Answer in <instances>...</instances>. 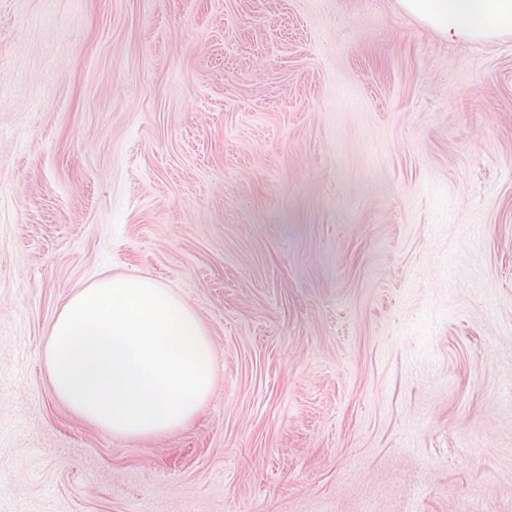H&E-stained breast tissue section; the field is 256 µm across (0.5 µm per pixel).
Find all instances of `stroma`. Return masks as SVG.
<instances>
[{
	"instance_id": "obj_1",
	"label": "stroma",
	"mask_w": 512,
	"mask_h": 512,
	"mask_svg": "<svg viewBox=\"0 0 512 512\" xmlns=\"http://www.w3.org/2000/svg\"><path fill=\"white\" fill-rule=\"evenodd\" d=\"M146 276L220 368L113 435L52 394ZM0 512H512V35L394 0H0Z\"/></svg>"
}]
</instances>
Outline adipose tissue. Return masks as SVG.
<instances>
[{"label":"adipose tissue","instance_id":"obj_1","mask_svg":"<svg viewBox=\"0 0 512 512\" xmlns=\"http://www.w3.org/2000/svg\"><path fill=\"white\" fill-rule=\"evenodd\" d=\"M400 11L442 39L491 40L512 34V0H395Z\"/></svg>","mask_w":512,"mask_h":512}]
</instances>
